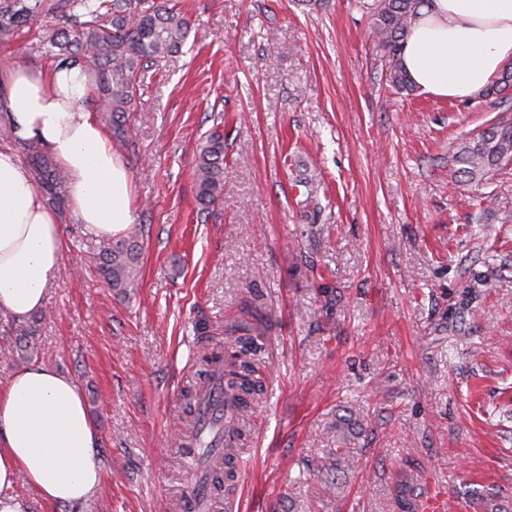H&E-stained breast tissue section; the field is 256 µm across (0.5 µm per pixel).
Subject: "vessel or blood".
I'll use <instances>...</instances> for the list:
<instances>
[{"label": "vessel or blood", "mask_w": 512, "mask_h": 512, "mask_svg": "<svg viewBox=\"0 0 512 512\" xmlns=\"http://www.w3.org/2000/svg\"><path fill=\"white\" fill-rule=\"evenodd\" d=\"M224 371L215 368L200 392L191 431L181 439L180 458L185 480L174 508L176 512H212L211 487L224 468V451L235 439L226 433L236 413V405L225 398Z\"/></svg>", "instance_id": "1"}]
</instances>
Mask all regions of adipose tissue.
<instances>
[{
	"instance_id": "obj_1",
	"label": "adipose tissue",
	"mask_w": 512,
	"mask_h": 512,
	"mask_svg": "<svg viewBox=\"0 0 512 512\" xmlns=\"http://www.w3.org/2000/svg\"><path fill=\"white\" fill-rule=\"evenodd\" d=\"M402 64L433 97H478L512 64V0H426L411 20ZM2 111L17 138L39 144L66 172L79 223L108 238L127 232L134 184L90 106L84 68L1 71ZM64 251L56 213L28 167L0 147V311L20 320L40 309ZM99 442L73 379L45 363L14 372L0 383V512H27L11 493L21 478L47 501L84 502L101 483Z\"/></svg>"
}]
</instances>
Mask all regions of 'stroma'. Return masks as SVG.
<instances>
[{
	"instance_id": "35a3bbf8",
	"label": "stroma",
	"mask_w": 512,
	"mask_h": 512,
	"mask_svg": "<svg viewBox=\"0 0 512 512\" xmlns=\"http://www.w3.org/2000/svg\"><path fill=\"white\" fill-rule=\"evenodd\" d=\"M192 31L138 79L116 150L136 187L139 286L117 297L91 234L33 313L39 362L81 385L102 480L29 512H172L174 440L200 357L251 333L262 391L239 420L242 512H512V165L460 183L458 144L512 111L386 82L363 0H179ZM54 67L26 36L0 68ZM224 199L199 212L200 143ZM493 200L480 204L483 194ZM348 448L360 463L336 467ZM193 178L196 199L201 211L213 209L224 196V138L220 134L207 137L199 146Z\"/></svg>"
}]
</instances>
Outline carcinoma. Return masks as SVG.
I'll return each mask as SVG.
<instances>
[{
	"mask_svg": "<svg viewBox=\"0 0 512 512\" xmlns=\"http://www.w3.org/2000/svg\"><path fill=\"white\" fill-rule=\"evenodd\" d=\"M424 0H372L367 5L374 21L375 49L385 61L386 81L401 91L412 90L403 68L401 51L412 17ZM41 32V43L57 48L59 65L85 68L93 87L100 121L121 141L130 137L125 113L137 98V74L143 66H157L179 52L188 39L190 23L177 7V0H0V43L9 44L34 28ZM512 66L503 69L479 98H494L512 109ZM20 156L33 175L34 187L59 212L68 206L67 175L41 147L14 141ZM454 173L462 182H480L494 169L512 164V122L491 124L466 140L454 152ZM193 178L201 210L208 211L224 196V138L207 137L199 146ZM97 273L103 283L119 296L138 287L141 245L126 239H102L94 247ZM10 331L21 358L31 359L37 348L30 341L31 328L14 321ZM208 372L218 364L228 367L227 388L234 400L239 392L250 407L259 391L252 378L254 367L247 351L229 342L222 349L202 355Z\"/></svg>",
	"mask_w": 512,
	"mask_h": 512,
	"instance_id": "carcinoma-1",
	"label": "carcinoma"
}]
</instances>
